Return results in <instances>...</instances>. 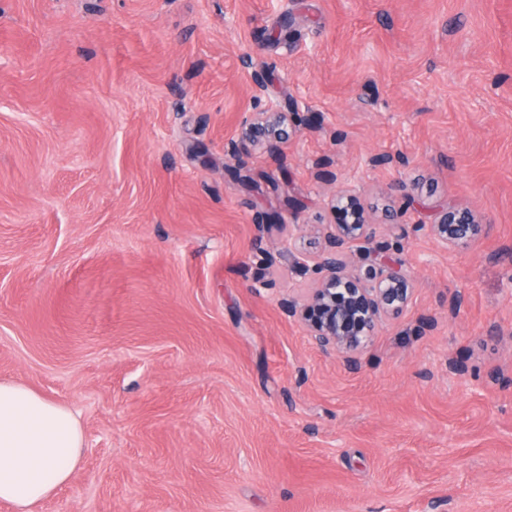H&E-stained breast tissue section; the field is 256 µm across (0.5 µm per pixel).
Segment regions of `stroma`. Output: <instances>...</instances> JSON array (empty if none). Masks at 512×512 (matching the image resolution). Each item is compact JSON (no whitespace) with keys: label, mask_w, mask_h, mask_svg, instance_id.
<instances>
[{"label":"stroma","mask_w":512,"mask_h":512,"mask_svg":"<svg viewBox=\"0 0 512 512\" xmlns=\"http://www.w3.org/2000/svg\"><path fill=\"white\" fill-rule=\"evenodd\" d=\"M345 191L414 283L354 367L278 305ZM0 380L82 426L35 512H512V0H0ZM286 125L288 112H281L277 104L269 103L265 112L246 113L240 121L241 129L235 149L249 151L260 138L264 152L278 159L282 155ZM433 236L443 246H456L464 244L474 237L479 231L478 224L466 223L461 217L457 218L454 213H444L437 222L430 225Z\"/></svg>","instance_id":"1"}]
</instances>
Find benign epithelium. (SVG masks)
Returning a JSON list of instances; mask_svg holds the SVG:
<instances>
[{
  "mask_svg": "<svg viewBox=\"0 0 512 512\" xmlns=\"http://www.w3.org/2000/svg\"><path fill=\"white\" fill-rule=\"evenodd\" d=\"M286 125L288 113L277 104H268L264 112H249L240 121L235 149L248 151L259 139L264 152L277 159L282 155ZM333 208L347 215V220L328 225L317 251L299 250L291 236L285 241L297 264L312 269L318 279L309 295L290 294L279 300V306L286 316L306 325L316 349L352 367L382 321L408 308L413 288L403 260L382 247L366 250V263L351 268L352 248L361 242L371 244L375 228L366 223L360 200L353 194L336 196ZM430 230L443 246H456L474 237L479 225L446 212L430 224Z\"/></svg>",
  "mask_w": 512,
  "mask_h": 512,
  "instance_id": "7a95c632",
  "label": "benign epithelium"
}]
</instances>
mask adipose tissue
<instances>
[{
  "label": "adipose tissue",
  "instance_id": "obj_1",
  "mask_svg": "<svg viewBox=\"0 0 512 512\" xmlns=\"http://www.w3.org/2000/svg\"><path fill=\"white\" fill-rule=\"evenodd\" d=\"M82 444L69 408L25 385L0 382V500L33 512L70 480Z\"/></svg>",
  "mask_w": 512,
  "mask_h": 512
}]
</instances>
